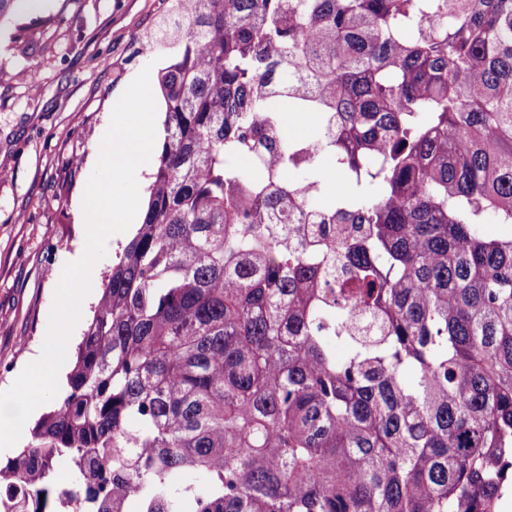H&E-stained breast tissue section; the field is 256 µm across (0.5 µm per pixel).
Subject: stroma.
<instances>
[{
    "label": "stroma",
    "mask_w": 512,
    "mask_h": 512,
    "mask_svg": "<svg viewBox=\"0 0 512 512\" xmlns=\"http://www.w3.org/2000/svg\"><path fill=\"white\" fill-rule=\"evenodd\" d=\"M160 0H41L0 18V392L41 350L58 271L84 245L82 199L125 89L155 56Z\"/></svg>",
    "instance_id": "obj_1"
}]
</instances>
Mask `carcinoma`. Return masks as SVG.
Here are the masks:
<instances>
[{
    "mask_svg": "<svg viewBox=\"0 0 512 512\" xmlns=\"http://www.w3.org/2000/svg\"><path fill=\"white\" fill-rule=\"evenodd\" d=\"M162 2L142 222L0 512H497L512 0Z\"/></svg>",
    "mask_w": 512,
    "mask_h": 512,
    "instance_id": "1",
    "label": "carcinoma"
}]
</instances>
